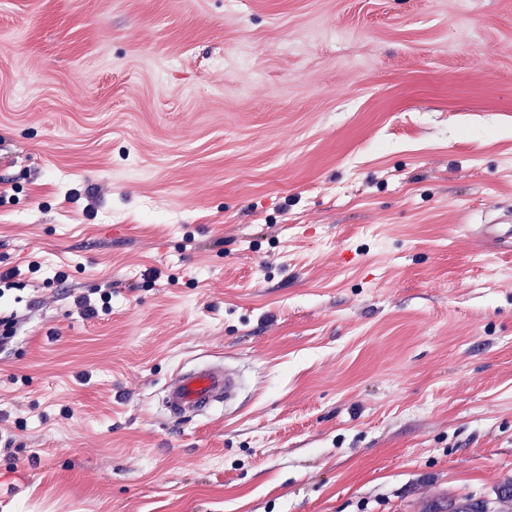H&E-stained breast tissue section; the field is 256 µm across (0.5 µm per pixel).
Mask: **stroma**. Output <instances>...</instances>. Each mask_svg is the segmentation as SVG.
I'll use <instances>...</instances> for the list:
<instances>
[{
	"instance_id": "1",
	"label": "stroma",
	"mask_w": 512,
	"mask_h": 512,
	"mask_svg": "<svg viewBox=\"0 0 512 512\" xmlns=\"http://www.w3.org/2000/svg\"><path fill=\"white\" fill-rule=\"evenodd\" d=\"M511 216L512 0H0V512H512ZM99 294V302L92 298L91 295ZM112 301V289L111 287L101 290V288H93V290L88 291V293H80L79 295H75L73 299V303L75 307L80 311V313L86 319H94L99 316L100 311L108 310L110 307V303ZM242 387L240 374L223 363L210 362L180 371L165 388L167 415L182 420L208 411L236 397Z\"/></svg>"
}]
</instances>
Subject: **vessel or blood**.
Returning a JSON list of instances; mask_svg holds the SVG:
<instances>
[{"label":"vessel or blood","instance_id":"obj_1","mask_svg":"<svg viewBox=\"0 0 512 512\" xmlns=\"http://www.w3.org/2000/svg\"><path fill=\"white\" fill-rule=\"evenodd\" d=\"M241 387L236 370L221 363H205L178 372L164 391L163 403L169 417L182 420L234 399Z\"/></svg>","mask_w":512,"mask_h":512}]
</instances>
